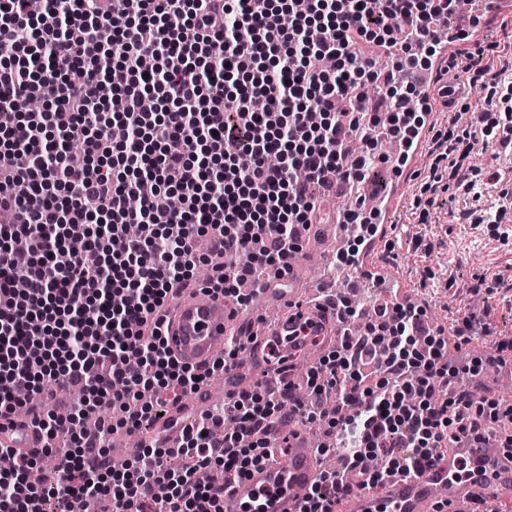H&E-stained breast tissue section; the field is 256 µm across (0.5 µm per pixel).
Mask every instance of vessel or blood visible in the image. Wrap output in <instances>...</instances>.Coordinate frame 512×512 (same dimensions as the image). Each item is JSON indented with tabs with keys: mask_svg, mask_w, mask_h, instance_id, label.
<instances>
[{
	"mask_svg": "<svg viewBox=\"0 0 512 512\" xmlns=\"http://www.w3.org/2000/svg\"><path fill=\"white\" fill-rule=\"evenodd\" d=\"M269 299L281 313L266 322L245 345L251 372H226L224 389L238 392L249 387L253 374H276L278 353L274 341L285 336L290 348L303 346L305 336L336 337L341 333L336 321V299L328 295L314 303H303L294 293L268 289ZM240 325L237 310L223 297L208 291L175 300L165 313L163 327L168 346L184 364L202 366L224 351V343ZM212 397L210 386L187 393L179 403L169 405L157 421L156 439L164 446L177 444L176 426L183 416ZM44 444L42 433L23 416L0 420V447L26 450ZM454 455L468 459L471 474L459 479L452 464L430 463L411 475L399 477L382 491L356 489L340 502L339 512H431L439 503L469 502L473 495L512 492V468H502L499 451L493 447L454 448ZM319 475L316 457L307 434L294 431L288 438L286 459L257 465L247 476L224 491V512H299Z\"/></svg>",
	"mask_w": 512,
	"mask_h": 512,
	"instance_id": "vessel-or-blood-1",
	"label": "vessel or blood"
}]
</instances>
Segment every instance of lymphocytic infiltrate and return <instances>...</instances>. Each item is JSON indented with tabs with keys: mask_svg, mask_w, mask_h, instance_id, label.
Returning <instances> with one entry per match:
<instances>
[{
	"mask_svg": "<svg viewBox=\"0 0 512 512\" xmlns=\"http://www.w3.org/2000/svg\"><path fill=\"white\" fill-rule=\"evenodd\" d=\"M459 9V0H0V419L25 410L44 434L43 448L25 454L0 449L13 466L0 472V512H46L49 501L112 502L113 512H223L225 487L281 454L268 436L301 419L328 425L336 464L313 486L301 512H336L351 491L347 471L364 488L444 461L457 444L492 442L512 462V399L475 397L468 384L483 365L512 359V338L483 358L449 363L448 345L466 349L488 334L468 314L452 327L422 329L416 304L379 305L372 318L347 299L338 319L356 328L342 336L308 376L307 398L249 388L222 408L184 419L177 446L143 450L118 478L106 442L157 419L165 398L207 384L213 370L235 367L230 340L223 360L201 370L174 359L165 346L163 310L194 285L206 263L196 248L209 238L222 258L207 290L247 305L241 290L281 287L305 232L324 223L335 186L361 177L373 155L350 152L347 141L369 142L383 126L414 149L432 112L409 75L428 69L416 51ZM121 41L124 86H113L97 60ZM452 65L480 57L470 84L512 102V44L483 46L458 30ZM395 54L379 69L358 43ZM331 59L320 69L314 57ZM43 98L48 111L29 113ZM128 131L112 138L113 123ZM512 112L478 127L449 125L433 147L448 167L431 173L427 191L464 188L481 198L477 180H462L478 145L512 158ZM277 155L271 165L267 156ZM29 184L27 196L14 192ZM176 194L180 209L164 200ZM99 260L84 263L79 247ZM65 383L80 400L60 414L42 401L22 405L18 386L33 393ZM112 420H102L104 408ZM70 445L57 451L58 434ZM59 454L63 467L49 486L32 485L39 458ZM188 467L172 468V457ZM214 469L202 483L197 469Z\"/></svg>",
	"mask_w": 512,
	"mask_h": 512,
	"instance_id": "lymphocytic-infiltrate-1",
	"label": "lymphocytic infiltrate"
}]
</instances>
